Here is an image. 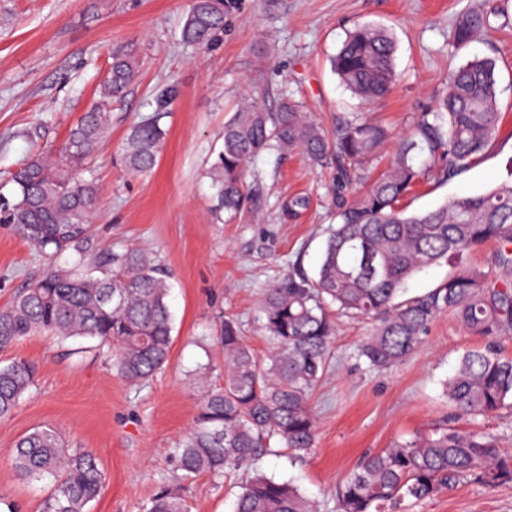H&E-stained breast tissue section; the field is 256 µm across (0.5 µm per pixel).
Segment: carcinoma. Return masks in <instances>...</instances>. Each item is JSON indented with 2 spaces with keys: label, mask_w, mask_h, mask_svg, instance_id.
I'll return each instance as SVG.
<instances>
[{
  "label": "carcinoma",
  "mask_w": 512,
  "mask_h": 512,
  "mask_svg": "<svg viewBox=\"0 0 512 512\" xmlns=\"http://www.w3.org/2000/svg\"><path fill=\"white\" fill-rule=\"evenodd\" d=\"M225 0H191L181 30L183 41L206 47L224 30ZM489 24L483 10H465L455 21L450 45L460 48ZM396 41L372 23L347 33L331 59L334 73L366 103L384 99L396 81ZM138 72L133 49L112 51L94 106L71 128L66 142L48 158L30 157L13 174L15 200L8 221L46 264L10 303L0 308V347L29 336L62 342L88 339L121 378L142 385L169 361L172 320L170 273L139 248H97L92 224L98 188L84 177L97 144L108 130L112 102ZM495 62L461 64L448 73L447 90L435 111L408 125L396 152L376 175L372 162L392 139L381 122L344 119L335 138L305 111L284 98L275 112L254 102L224 124L223 148L207 169L213 211L231 221L245 208L244 170L264 153L298 152L316 166L336 165L337 195L360 185L349 202L339 201L337 224L327 232L314 276L292 270L266 289L260 300L274 350L258 359L244 342L233 316L220 322L224 384L202 383L197 412L175 449L178 481L202 474L221 479L248 472L234 512H318V505L292 481L260 471L256 461L274 444L298 461L315 447L317 416L313 392L327 369L336 325L332 312L375 320L359 349L372 369H388L424 346L435 319L453 312L472 333L512 335V173L479 195L456 196L425 213H406L402 201L420 181L437 172L444 179L475 163L496 140L501 121ZM163 113L133 125L120 152L121 166L145 174L156 165L166 130ZM496 244L493 262L500 277L478 267L460 269L424 294L404 297L414 274L464 253ZM38 367L24 359L0 367V418L11 416L35 386ZM448 402L477 418L512 408V357L489 347L472 350L444 383ZM12 468L23 481L50 479L44 512H88L101 494L104 474L91 448L67 447L53 426L23 435ZM478 480L512 484V455L496 436L465 431L444 422L401 437L368 454L336 484L337 512H408L450 489ZM143 512H191L185 494L160 488Z\"/></svg>",
  "instance_id": "carcinoma-1"
}]
</instances>
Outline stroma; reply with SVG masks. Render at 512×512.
Masks as SVG:
<instances>
[{
    "label": "stroma",
    "instance_id": "35a3bbf8",
    "mask_svg": "<svg viewBox=\"0 0 512 512\" xmlns=\"http://www.w3.org/2000/svg\"><path fill=\"white\" fill-rule=\"evenodd\" d=\"M487 1L498 7L488 28L452 49L448 38L457 16ZM188 6L189 0H0V208L14 200V171L31 155L61 146L92 107L113 49L134 44L137 77L113 104L110 135L97 148L95 238L100 249L134 246L165 264L173 274L174 313L168 365L141 386L128 384L93 353H79L75 341L31 336L0 348V366L23 358L38 367L32 390L0 419V512H43L48 481L19 480L11 458L16 441L44 424L74 446L95 449L105 481L91 512H141L173 482L174 450L199 398L189 372L211 362V383L224 382V352L214 339L218 315L239 321L259 358L271 353L259 299L295 265L316 268L322 229L334 221L335 171L313 167L297 153L261 155L247 167L248 210L231 224L216 220L205 171L244 96L269 112L283 95L294 96L330 131L338 117L369 112L399 136L415 114L432 108L450 67L490 58L504 114L495 143L452 179H424L403 205L423 213L458 194L487 192L512 166V0H227L224 29L203 48L180 41ZM358 23L391 28L397 40L394 88L369 107L330 66ZM164 88L174 96L162 108L157 94ZM161 108L166 135L155 169L143 176L124 171L117 152L129 128ZM296 197L306 198V206L289 209ZM493 251L482 247L461 264L493 272ZM458 265L445 262L418 273L407 281V295L435 287ZM42 267V257L12 225L0 222V307ZM372 329L369 319L336 321L331 367L312 399L319 422L314 454L299 462L278 448L260 460L267 473L294 480L320 512H336V481L362 454L445 418L498 435L512 454V410L472 422L457 415L443 394L461 357L486 346V337L448 312L434 321L418 353L373 371L358 356ZM240 480L237 473L197 477L185 488L192 512H233ZM414 512H512V484L463 483Z\"/></svg>",
    "mask_w": 512,
    "mask_h": 512
}]
</instances>
